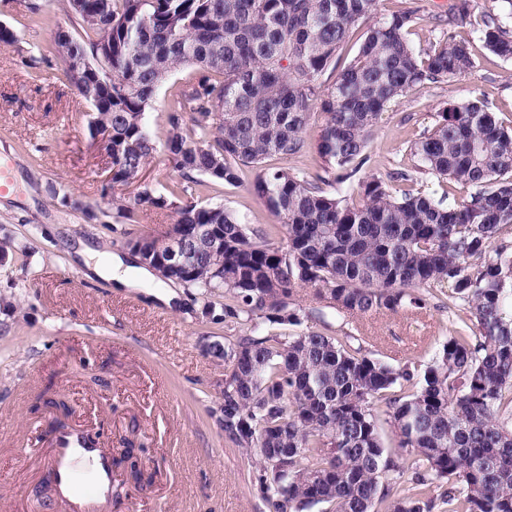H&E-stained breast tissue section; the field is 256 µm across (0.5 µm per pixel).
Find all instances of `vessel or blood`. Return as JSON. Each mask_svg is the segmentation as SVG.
<instances>
[{
  "label": "vessel or blood",
  "mask_w": 512,
  "mask_h": 512,
  "mask_svg": "<svg viewBox=\"0 0 512 512\" xmlns=\"http://www.w3.org/2000/svg\"><path fill=\"white\" fill-rule=\"evenodd\" d=\"M52 451L44 460V471L55 486L56 495L65 501L70 512H102L112 495L111 452L90 441L78 427L48 433ZM87 460L93 466L94 479L77 487L76 463Z\"/></svg>",
  "instance_id": "obj_1"
}]
</instances>
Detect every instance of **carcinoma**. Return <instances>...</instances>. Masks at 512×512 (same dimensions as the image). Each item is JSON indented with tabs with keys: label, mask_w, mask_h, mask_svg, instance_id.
Returning a JSON list of instances; mask_svg holds the SVG:
<instances>
[{
	"label": "carcinoma",
	"mask_w": 512,
	"mask_h": 512,
	"mask_svg": "<svg viewBox=\"0 0 512 512\" xmlns=\"http://www.w3.org/2000/svg\"><path fill=\"white\" fill-rule=\"evenodd\" d=\"M379 0H66L86 37L55 30L65 79L90 106L89 131L112 129V183L144 173L157 151L145 114L177 69L197 68L177 93L164 148L183 182L169 194L149 182L124 223L169 208L174 230L218 225L224 248L198 250L177 284L222 296L223 314L264 336L218 346L224 395L218 422L235 448L256 451L252 480L272 512H512V130L483 102L450 103L411 144V170L479 191L453 207L358 176L383 112L409 88L449 81L474 61L453 29L471 22L476 0H455L450 32L426 57L409 43L416 10L377 16ZM367 27L354 58L340 51ZM486 49L512 59L501 12L482 14ZM329 74L333 81L322 77ZM325 114L315 144L323 174L267 167L310 148L314 109ZM189 116V122L182 120ZM277 223L268 241L222 204L200 200L210 182L243 183ZM409 170V171H411ZM409 171L396 178L407 181ZM348 182L346 198L320 183ZM354 316L405 310L428 298L463 301L468 314L425 367L393 366L362 353L354 336L288 332L302 324L298 289ZM384 404L398 451L385 446ZM415 456L413 487H400L399 455ZM437 485L439 493L425 490Z\"/></svg>",
	"instance_id": "obj_1"
}]
</instances>
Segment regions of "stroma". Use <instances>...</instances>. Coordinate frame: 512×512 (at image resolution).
Wrapping results in <instances>:
<instances>
[{
	"label": "stroma",
	"instance_id": "1",
	"mask_svg": "<svg viewBox=\"0 0 512 512\" xmlns=\"http://www.w3.org/2000/svg\"><path fill=\"white\" fill-rule=\"evenodd\" d=\"M48 24L39 25L29 0H0V24L17 41L0 46V156L13 162L11 197L0 194V235L16 250L0 266V512H66L44 497L40 440L47 411H33L37 396L52 389L69 399L75 425L100 434L112 449L135 442L151 483L126 482L111 512H269L252 481L256 455L229 446L212 409L221 397L222 363L204 355V340H236L246 326L212 323L204 309L222 305L194 290L160 279L137 289L87 278L73 261L77 241L104 254H130L125 225L112 199L133 201V188L110 185L108 159L87 130L89 108L62 75L51 33H78L62 0H38ZM451 0H379L382 14L420 9L425 19L407 38L420 52L437 47L444 33L435 22ZM471 48L474 66L451 80L408 89L381 116L364 172L382 178L400 169L414 140L433 131L448 103L479 99L512 127V61L490 53L480 22L456 28ZM196 78L194 68L176 70L157 90L146 123L164 141L175 94ZM211 183L202 200L221 203L255 229L273 221L248 184ZM72 195L99 212L88 220L65 205ZM177 295L172 305L158 292ZM316 286L300 288L297 304L309 310L304 329L327 334L362 330L365 354L391 364L429 362L452 334L464 310L430 299L423 314L399 311L355 317L320 308ZM27 454H18L20 442Z\"/></svg>",
	"mask_w": 512,
	"mask_h": 512
}]
</instances>
